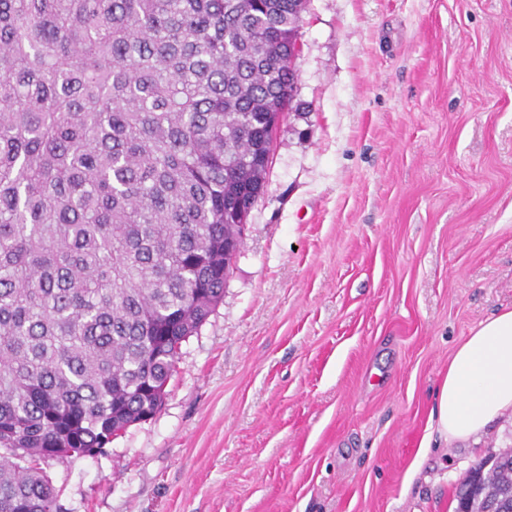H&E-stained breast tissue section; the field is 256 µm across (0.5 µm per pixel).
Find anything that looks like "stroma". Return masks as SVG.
<instances>
[{"label": "stroma", "mask_w": 512, "mask_h": 512, "mask_svg": "<svg viewBox=\"0 0 512 512\" xmlns=\"http://www.w3.org/2000/svg\"><path fill=\"white\" fill-rule=\"evenodd\" d=\"M299 41L223 302L153 419L48 463L61 512H456L512 447L430 427L512 310V0H308Z\"/></svg>", "instance_id": "1"}]
</instances>
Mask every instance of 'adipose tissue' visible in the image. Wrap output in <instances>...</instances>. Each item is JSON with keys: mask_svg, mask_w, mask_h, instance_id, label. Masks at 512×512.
I'll return each mask as SVG.
<instances>
[{"mask_svg": "<svg viewBox=\"0 0 512 512\" xmlns=\"http://www.w3.org/2000/svg\"><path fill=\"white\" fill-rule=\"evenodd\" d=\"M512 409V310L483 322L456 350L437 393L436 427L446 439L481 435Z\"/></svg>", "mask_w": 512, "mask_h": 512, "instance_id": "ef3b65f1", "label": "adipose tissue"}]
</instances>
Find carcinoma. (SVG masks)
<instances>
[{
	"mask_svg": "<svg viewBox=\"0 0 512 512\" xmlns=\"http://www.w3.org/2000/svg\"><path fill=\"white\" fill-rule=\"evenodd\" d=\"M306 0H0V512L164 404L266 184ZM512 512V448L458 506Z\"/></svg>",
	"mask_w": 512,
	"mask_h": 512,
	"instance_id": "1",
	"label": "carcinoma"
}]
</instances>
